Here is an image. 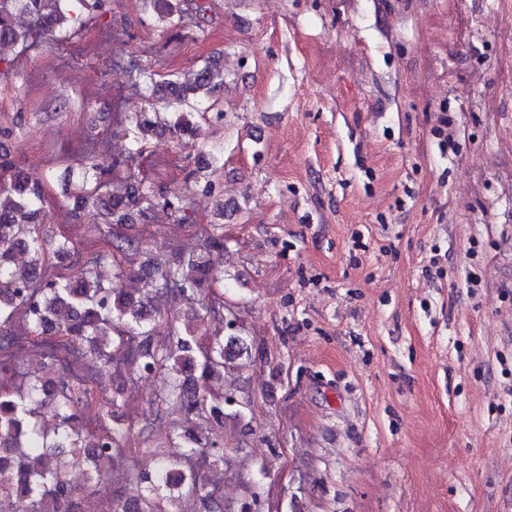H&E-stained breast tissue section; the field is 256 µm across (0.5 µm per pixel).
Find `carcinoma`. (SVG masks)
Returning a JSON list of instances; mask_svg holds the SVG:
<instances>
[{"label": "carcinoma", "instance_id": "carcinoma-1", "mask_svg": "<svg viewBox=\"0 0 512 512\" xmlns=\"http://www.w3.org/2000/svg\"><path fill=\"white\" fill-rule=\"evenodd\" d=\"M158 20L169 27L184 22V0H150ZM89 0H0V82L14 60L6 49L25 46L35 36L76 32L91 22ZM147 87L166 92L182 107L150 104V111L127 112L120 122L130 156L165 133L181 139L192 134L190 116L213 91L224 86V69L207 60L177 80ZM0 129V512H84L82 500L96 496L106 512H224V496L196 467L204 459L224 465V449L195 427L198 419L224 426V368L232 356L224 343L223 296L201 304L214 322L210 336L173 327L168 305L187 299L207 281H217V259L224 256V230L203 226L200 244L172 261L152 267V277L131 292L123 281L136 276L127 252L136 240L121 230L90 236L75 245L62 234L45 251L38 217L48 203L45 186L55 178L49 167L38 179L17 167ZM118 162L99 152L66 168L65 192L75 215L95 212L105 223H135L149 189L117 174ZM111 258L113 281L105 284L92 262ZM39 352L48 359L45 374L19 380V353ZM95 372H110L128 362L145 375L166 374L167 400L183 416L177 438L182 452L153 451L152 471L139 476L136 498L117 495L110 485L92 484V473L116 468L136 455L134 424L122 412L129 397L113 390L101 401L82 384L85 359Z\"/></svg>", "mask_w": 512, "mask_h": 512}]
</instances>
